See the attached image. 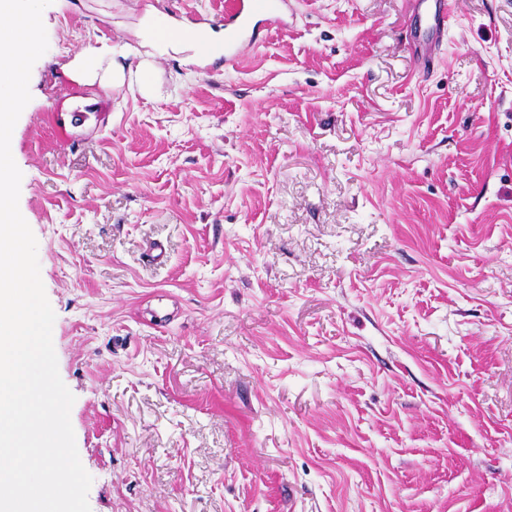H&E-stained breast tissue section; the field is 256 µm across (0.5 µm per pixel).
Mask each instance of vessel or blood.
<instances>
[{
  "label": "vessel or blood",
  "instance_id": "1",
  "mask_svg": "<svg viewBox=\"0 0 512 512\" xmlns=\"http://www.w3.org/2000/svg\"><path fill=\"white\" fill-rule=\"evenodd\" d=\"M290 9L289 0H228L222 21L225 64H238L247 50L261 45L271 25L285 24ZM414 10L420 21L414 42L424 48L418 67L424 71L434 65L436 43L452 13L448 0H417Z\"/></svg>",
  "mask_w": 512,
  "mask_h": 512
}]
</instances>
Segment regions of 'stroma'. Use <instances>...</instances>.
Here are the masks:
<instances>
[{"label":"stroma","instance_id":"35a3bbf8","mask_svg":"<svg viewBox=\"0 0 512 512\" xmlns=\"http://www.w3.org/2000/svg\"><path fill=\"white\" fill-rule=\"evenodd\" d=\"M456 3L425 79L412 0L207 71L158 31L224 0L44 9L11 152L91 512H512V0ZM101 44L152 88L78 121ZM105 61L104 48L91 49L78 55L73 64L63 71L71 81L93 85L96 82L104 89L122 87L126 81L123 69L112 67V71L102 70Z\"/></svg>","mask_w":512,"mask_h":512}]
</instances>
